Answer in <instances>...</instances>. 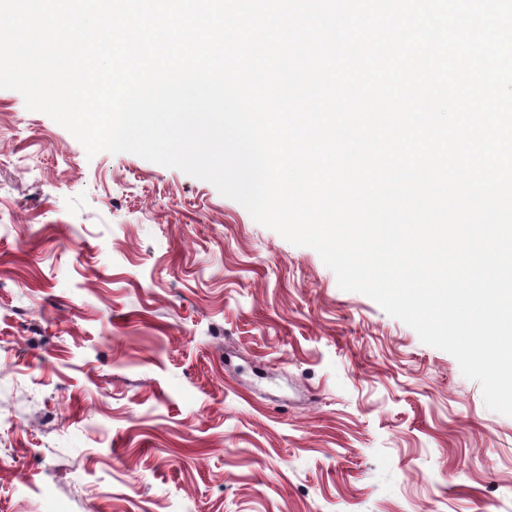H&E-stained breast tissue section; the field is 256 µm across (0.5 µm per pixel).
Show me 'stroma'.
I'll return each instance as SVG.
<instances>
[{
	"label": "stroma",
	"mask_w": 512,
	"mask_h": 512,
	"mask_svg": "<svg viewBox=\"0 0 512 512\" xmlns=\"http://www.w3.org/2000/svg\"><path fill=\"white\" fill-rule=\"evenodd\" d=\"M0 512H512V417L212 183L0 90Z\"/></svg>",
	"instance_id": "stroma-1"
}]
</instances>
